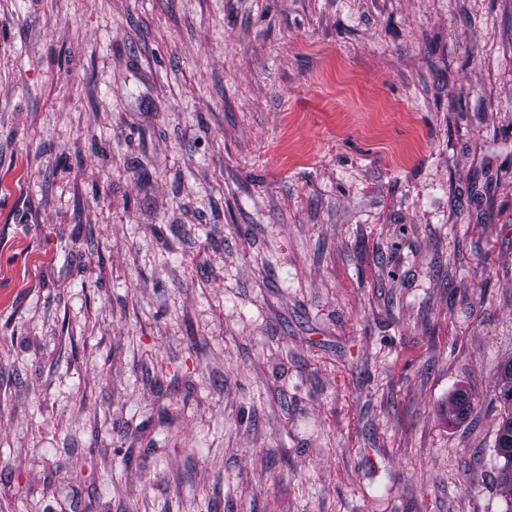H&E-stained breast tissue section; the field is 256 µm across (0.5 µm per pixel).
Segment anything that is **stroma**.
Returning a JSON list of instances; mask_svg holds the SVG:
<instances>
[{
  "instance_id": "obj_1",
  "label": "stroma",
  "mask_w": 512,
  "mask_h": 512,
  "mask_svg": "<svg viewBox=\"0 0 512 512\" xmlns=\"http://www.w3.org/2000/svg\"><path fill=\"white\" fill-rule=\"evenodd\" d=\"M510 359L512 0H0V512H505ZM498 385L500 397L508 409L500 424L496 442V448H503L501 442L506 434L512 440V361L503 364L498 375Z\"/></svg>"
}]
</instances>
